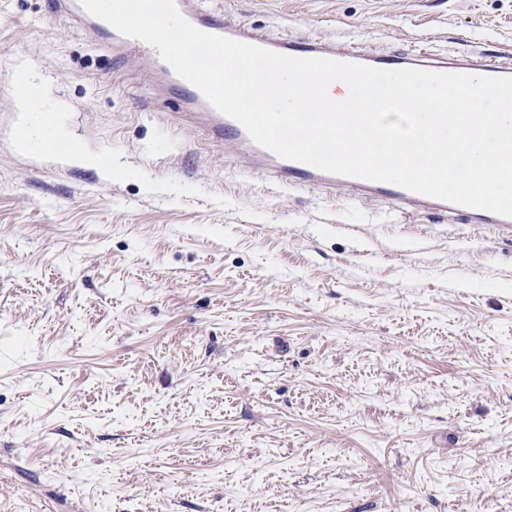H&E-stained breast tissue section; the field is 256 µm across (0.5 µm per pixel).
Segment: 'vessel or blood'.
Returning <instances> with one entry per match:
<instances>
[{"label":"vessel or blood","mask_w":512,"mask_h":512,"mask_svg":"<svg viewBox=\"0 0 512 512\" xmlns=\"http://www.w3.org/2000/svg\"><path fill=\"white\" fill-rule=\"evenodd\" d=\"M176 5L184 18L204 33L254 44L292 57L329 58L383 70L422 69L470 75L479 72L491 77L512 76L511 68L467 58L448 60L422 52L362 55L329 39L300 38L285 32H262L228 15L195 9L193 0H176ZM119 43L124 50L137 52L142 63L164 73L170 95L178 98L184 108V123L199 136L201 143L247 157L258 177L271 179L289 189L311 186L332 192L340 189L353 197L383 200L397 206L406 224L414 223L416 216L421 214L448 215L461 218L465 223L478 228H496L500 233L512 237V217L453 204L411 192L395 184L328 173L305 163L280 158L256 144L241 123L216 109L197 87L178 76L157 49L127 36L121 37Z\"/></svg>","instance_id":"1"}]
</instances>
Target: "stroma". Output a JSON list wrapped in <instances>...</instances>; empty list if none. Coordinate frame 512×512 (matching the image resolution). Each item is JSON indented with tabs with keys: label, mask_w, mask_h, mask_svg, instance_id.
Here are the masks:
<instances>
[{
	"label": "stroma",
	"mask_w": 512,
	"mask_h": 512,
	"mask_svg": "<svg viewBox=\"0 0 512 512\" xmlns=\"http://www.w3.org/2000/svg\"><path fill=\"white\" fill-rule=\"evenodd\" d=\"M52 2L0 0V512H512V238L258 180ZM200 5L512 64V0Z\"/></svg>",
	"instance_id": "obj_1"
}]
</instances>
